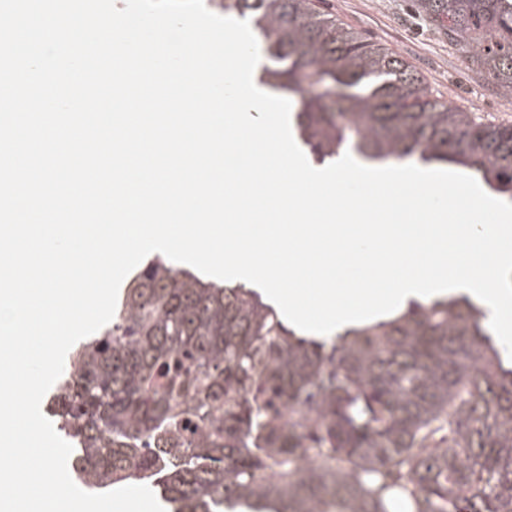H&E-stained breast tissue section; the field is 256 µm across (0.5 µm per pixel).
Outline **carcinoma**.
<instances>
[{
    "mask_svg": "<svg viewBox=\"0 0 512 512\" xmlns=\"http://www.w3.org/2000/svg\"><path fill=\"white\" fill-rule=\"evenodd\" d=\"M512 92V0H426ZM295 99L313 161L454 165L512 197V125L440 102L320 0H221ZM465 297L303 339L260 295L155 256L52 395L73 469L173 512H512V364Z\"/></svg>",
    "mask_w": 512,
    "mask_h": 512,
    "instance_id": "carcinoma-1",
    "label": "carcinoma"
}]
</instances>
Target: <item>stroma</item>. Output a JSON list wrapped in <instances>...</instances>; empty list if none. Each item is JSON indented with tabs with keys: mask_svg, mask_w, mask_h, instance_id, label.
<instances>
[{
	"mask_svg": "<svg viewBox=\"0 0 512 512\" xmlns=\"http://www.w3.org/2000/svg\"><path fill=\"white\" fill-rule=\"evenodd\" d=\"M337 21L403 57L433 98L486 122L512 124V93L466 62L467 47L448 39L447 22L421 0H321Z\"/></svg>",
	"mask_w": 512,
	"mask_h": 512,
	"instance_id": "35a3bbf8",
	"label": "stroma"
}]
</instances>
